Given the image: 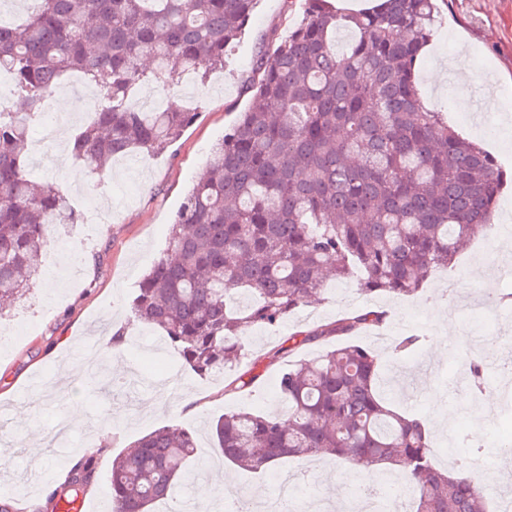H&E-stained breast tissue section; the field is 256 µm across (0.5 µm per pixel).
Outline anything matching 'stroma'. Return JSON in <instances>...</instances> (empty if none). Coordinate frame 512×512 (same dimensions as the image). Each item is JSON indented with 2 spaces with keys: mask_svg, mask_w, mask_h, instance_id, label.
Listing matches in <instances>:
<instances>
[{
  "mask_svg": "<svg viewBox=\"0 0 512 512\" xmlns=\"http://www.w3.org/2000/svg\"><path fill=\"white\" fill-rule=\"evenodd\" d=\"M302 11L301 0H258L240 40L227 48L223 70L194 95L170 90L169 100L196 118L164 153L136 152L127 156L123 174L94 175L70 152V124L34 171V179L62 187L67 196L84 195L89 214L100 217L108 210L112 218L99 225H59L64 243L43 252L41 289H27L0 318L6 328L29 326L0 356V507L6 512H47L44 488L64 483L76 460L74 447H83L85 456L110 459L163 426L197 437L199 451L187 467L202 474L183 491L198 503V512H209L219 500L224 478L235 490L250 489L257 501L285 490L322 512H347L353 485L365 483L364 474L332 456L287 460L259 475L225 462L213 449V420L233 411H283L276 380L284 360L261 364L251 390L228 395L223 374L201 377L188 370L161 331L143 327L130 309L143 272L163 254L187 190L207 172L211 147L250 103L258 51L271 39L287 37ZM462 51L468 70L453 74L443 87L433 86L439 64ZM418 85L426 107L442 112L450 127L482 144L512 172V0H448L441 6ZM496 212L494 230L475 238L452 266L435 271L416 297L365 296L356 281L334 282L320 301L276 326L250 327V350L262 355L292 332L358 310H385V325L362 331L360 340L376 348L385 374L402 379L393 392L400 410L431 422L437 460L465 464L479 432L512 440V400L499 391L503 380H512V306L492 304L512 293V276L503 272L512 262V182L504 185ZM111 327L123 329L126 338L117 353L125 385L106 394L91 385L80 354L102 348ZM411 334L420 335V345L394 355L393 342ZM441 343L447 352L438 358L434 350ZM474 356L498 360L497 373L487 376L485 409L471 390L467 362ZM75 408L84 420L73 424L66 443L34 453L37 438L54 427L60 411ZM442 408L451 410V420H440Z\"/></svg>",
  "mask_w": 512,
  "mask_h": 512,
  "instance_id": "1",
  "label": "stroma"
}]
</instances>
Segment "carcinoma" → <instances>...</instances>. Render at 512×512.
I'll return each instance as SVG.
<instances>
[{
  "label": "carcinoma",
  "instance_id": "cac0c4a2",
  "mask_svg": "<svg viewBox=\"0 0 512 512\" xmlns=\"http://www.w3.org/2000/svg\"><path fill=\"white\" fill-rule=\"evenodd\" d=\"M20 25L0 20V70L12 76L22 107L0 112V311L40 273L58 224L78 217L66 194L28 174L29 132L43 102L74 72L98 85L96 118L73 136L74 158L104 173L114 158L165 151L195 113L137 108V86L206 81L224 67L256 0H40ZM438 0H378L368 12L338 13L328 0H304L288 39L255 60L250 107L211 152L207 179L189 191L171 224L166 254L142 276L134 317L158 328L200 377L250 362L224 385L255 384L260 359L239 336L275 325L316 298L324 273L360 272L367 296H415L427 276L448 267L492 229L507 173L483 147L426 110L416 81L432 40ZM353 35L346 51L336 35ZM386 314L362 310L297 331L268 353L290 358L279 379L282 414L239 411L213 424L215 450L241 469L264 471L285 458L335 456L361 471L405 463L412 512H487L482 477H456L439 464L422 421L383 395L381 363L351 341ZM197 442L187 430L158 428L109 468L116 512H150L172 495ZM99 463L73 467L50 499L90 487Z\"/></svg>",
  "mask_w": 512,
  "mask_h": 512
}]
</instances>
